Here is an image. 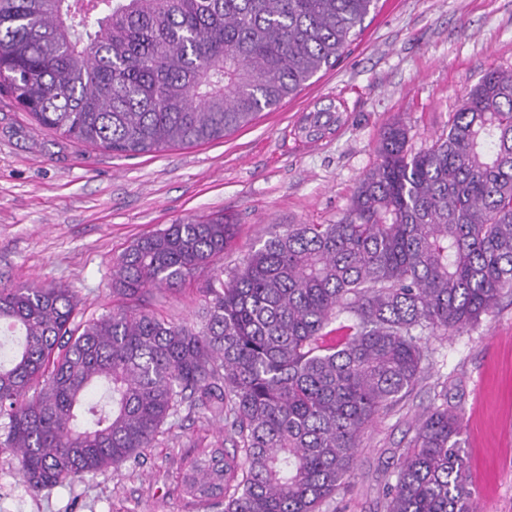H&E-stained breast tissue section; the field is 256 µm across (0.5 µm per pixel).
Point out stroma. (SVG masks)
I'll list each match as a JSON object with an SVG mask.
<instances>
[{"instance_id":"stroma-1","label":"stroma","mask_w":512,"mask_h":512,"mask_svg":"<svg viewBox=\"0 0 512 512\" xmlns=\"http://www.w3.org/2000/svg\"><path fill=\"white\" fill-rule=\"evenodd\" d=\"M491 69L512 70V0H379L336 66L225 139L120 156L37 129L0 94V284L35 281L77 291L89 315L121 306L112 270L131 243L175 220L221 215L237 232L214 270L234 268L285 224H333L378 161L383 129L409 128V151L447 134L467 89ZM342 103L346 120L305 139L306 113ZM206 276L141 305L176 323L195 321ZM421 380L366 430L354 471L325 512H384L401 454L430 406L463 416L461 447L478 512H512V296L459 336L423 335ZM139 464L37 493L0 448V512H213L187 497L191 457L233 449L229 423L181 411Z\"/></svg>"}]
</instances>
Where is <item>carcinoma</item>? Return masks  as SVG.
<instances>
[{
  "label": "carcinoma",
  "instance_id": "obj_1",
  "mask_svg": "<svg viewBox=\"0 0 512 512\" xmlns=\"http://www.w3.org/2000/svg\"><path fill=\"white\" fill-rule=\"evenodd\" d=\"M376 2L0 0V92L117 154L211 143L333 68ZM340 121L329 104L302 132ZM407 139L385 128L336 223L289 224L210 276L193 325L137 301L211 272L235 231L222 217L135 240L112 274L126 305L99 317L62 284L1 288L0 447L28 490L138 462L185 406L238 436L190 461L187 494L224 512H320L421 378L416 331L460 335L512 293V70L467 90L448 135L415 154ZM342 314L346 337L329 343ZM462 428L446 401L419 420L386 512H476Z\"/></svg>",
  "mask_w": 512,
  "mask_h": 512
}]
</instances>
